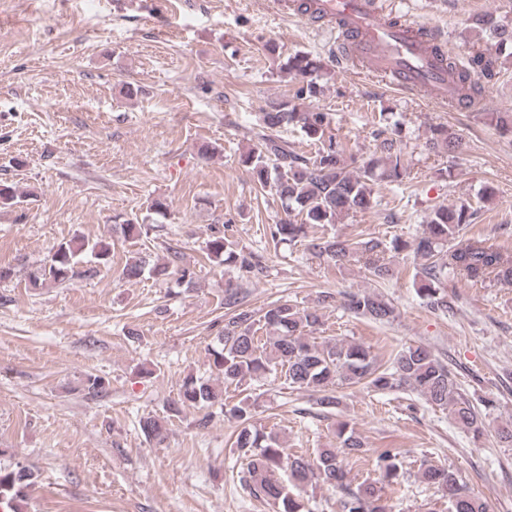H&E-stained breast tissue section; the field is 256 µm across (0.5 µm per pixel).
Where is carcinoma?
Returning a JSON list of instances; mask_svg holds the SVG:
<instances>
[{"instance_id": "1", "label": "carcinoma", "mask_w": 512, "mask_h": 512, "mask_svg": "<svg viewBox=\"0 0 512 512\" xmlns=\"http://www.w3.org/2000/svg\"><path fill=\"white\" fill-rule=\"evenodd\" d=\"M477 24L488 34L496 59L511 60L512 26L501 23L491 13L477 19ZM448 64L466 98L478 93L479 78L489 80L494 76L495 59L487 57L483 49L472 50L465 67L458 66L451 58ZM279 69L300 78L293 98L306 100L319 93L323 69L319 61L293 53L280 61ZM261 122L257 145L242 155L241 163L261 187L274 190L281 202L285 217L269 227L273 242L299 244L313 256L338 268L355 258L369 276L380 280L393 276L385 255L396 256L409 250L421 261L422 279L417 294L434 311L446 312L450 308V278L482 284L493 275L512 284L511 252L479 238H463V230L475 216L468 204L436 206L422 225L420 235L411 241H387L378 236L341 240L326 233V227L336 223L339 216L366 210L376 184L400 183L405 178L401 140L388 128L375 130V150L359 156L333 133L328 112L301 111L286 99L271 103L262 113ZM290 126L299 127L306 141L316 146L313 154L297 153L276 135L278 129ZM427 146L450 155L463 149L461 139L443 126L431 129ZM23 202L13 184L0 180V208L17 207ZM294 215L298 220L292 219ZM312 227L320 229V233L309 234L308 229ZM206 250L208 258L238 272L237 279L228 281L224 288V328L217 337V345L210 350V367L222 377L225 386H237L248 377L260 378L279 372L289 386L317 392L318 404L332 410L339 405L337 389L367 379L378 391L411 388L427 402L448 409V415L460 427L475 435L482 433V413L460 391L452 370L436 359L428 347L409 345L396 353L391 366L384 368L369 348L361 344L335 338L318 342L314 333L321 325L320 309L281 300L259 313L245 304L242 281L263 273L261 256L237 248L224 234L212 236ZM111 256L112 244L104 240L62 242L43 265L28 273V282L31 287L39 288L92 277ZM146 272L156 276L173 274L179 284L188 286L195 278V272L182 264L180 249L174 247L169 249L168 261L163 266L152 263L147 253L137 254L126 262L122 276L137 279ZM337 301L344 310L375 323H390L396 317L393 304L374 292L350 291L336 295L323 291L318 297V304L323 306ZM261 330L262 336L258 335ZM218 403H224V389L190 377L184 381L179 405L172 411H179L181 406L203 409ZM232 413L241 421L234 445L246 460L243 485L253 497L272 504L276 512H304L303 503L288 483L299 486L313 480L336 489L340 494V512H386L377 484L364 482L353 489L347 483L345 461L363 448V442L348 422L340 421L336 425L338 447L322 448L309 458L289 454L278 433L257 428L252 423L248 399L239 401ZM140 426L148 438L158 439L163 435L164 425L154 417L144 418ZM374 465L382 480L398 479L400 463L396 451H381ZM283 472L289 473L290 482L281 478ZM419 475L422 481L448 496L450 512H487L486 504L471 495L453 471L428 465ZM33 478L32 470L25 466L0 467V505L10 512H21L25 491Z\"/></svg>"}]
</instances>
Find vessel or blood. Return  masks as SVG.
Returning <instances> with one entry per match:
<instances>
[{"label": "vessel or blood", "instance_id": "vessel-or-blood-1", "mask_svg": "<svg viewBox=\"0 0 512 512\" xmlns=\"http://www.w3.org/2000/svg\"><path fill=\"white\" fill-rule=\"evenodd\" d=\"M281 14L320 26L336 38L343 64L443 108L468 110L448 75L443 41L433 26L387 15L380 0H276Z\"/></svg>", "mask_w": 512, "mask_h": 512}]
</instances>
